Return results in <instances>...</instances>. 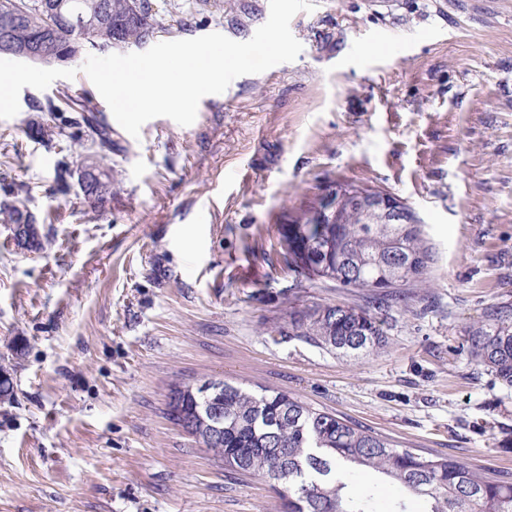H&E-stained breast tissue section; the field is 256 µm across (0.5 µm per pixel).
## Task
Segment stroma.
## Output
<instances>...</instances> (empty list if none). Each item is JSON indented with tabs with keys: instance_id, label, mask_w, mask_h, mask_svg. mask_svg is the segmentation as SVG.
Here are the masks:
<instances>
[{
	"instance_id": "35a3bbf8",
	"label": "stroma",
	"mask_w": 512,
	"mask_h": 512,
	"mask_svg": "<svg viewBox=\"0 0 512 512\" xmlns=\"http://www.w3.org/2000/svg\"><path fill=\"white\" fill-rule=\"evenodd\" d=\"M156 41L244 42L269 0H151ZM295 61L235 78L182 126L113 125L103 208L51 192L61 154L31 139L68 99L111 110L85 74L23 88L0 119V185L24 184L45 248L0 223V512H280L167 416L173 384L284 391L402 445L512 472V388L467 326L512 303V0H310ZM349 181L421 221L433 260L376 312L385 349L353 359L276 334L288 309L368 307L280 248L290 215Z\"/></svg>"
}]
</instances>
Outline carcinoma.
<instances>
[{"label":"carcinoma","instance_id":"cac0c4a2","mask_svg":"<svg viewBox=\"0 0 512 512\" xmlns=\"http://www.w3.org/2000/svg\"><path fill=\"white\" fill-rule=\"evenodd\" d=\"M12 26L17 45L44 30L58 63H69L88 49L139 45L155 33L149 0H0V26ZM76 125L95 147L76 168L65 157L54 169V191L79 187L91 208L112 194V168L101 161L112 155V127L102 113L81 107ZM0 216L16 227H32L29 251L43 248L39 218L27 205L22 185L0 188ZM311 202L291 226L308 241L295 250L282 234L288 267L313 280L366 290L385 304L393 290L420 281L432 252L418 224H378L366 210L342 198L339 223H321ZM288 328L308 343L342 357L359 358L386 346V332L366 308L327 304L309 311H288ZM470 356L512 387V304L491 308L467 330ZM224 433L203 442L229 473L265 478L280 476L288 490V512H406V495L423 500V512H512V475L467 466L455 458L403 448L392 438L342 416L316 408L285 392H255L224 382ZM213 402L170 390L168 409L186 416L206 415Z\"/></svg>","mask_w":512,"mask_h":512}]
</instances>
